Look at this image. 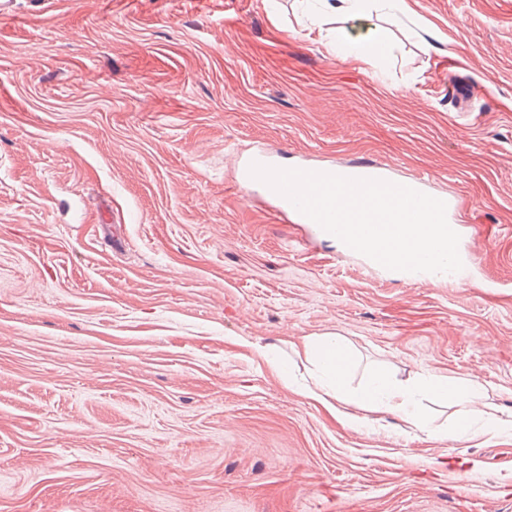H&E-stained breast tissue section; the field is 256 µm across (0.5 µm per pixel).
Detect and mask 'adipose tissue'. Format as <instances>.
Segmentation results:
<instances>
[{
	"label": "adipose tissue",
	"instance_id": "ef3b65f1",
	"mask_svg": "<svg viewBox=\"0 0 512 512\" xmlns=\"http://www.w3.org/2000/svg\"><path fill=\"white\" fill-rule=\"evenodd\" d=\"M403 0H325V11H336L349 17L369 21L366 36L353 40L342 35L329 47L338 59L371 62L390 52L391 45L380 26L371 22L373 12L401 11ZM296 355L304 357L317 370L313 383H299L292 370L283 363L272 362L271 367L281 382L299 396L319 403L334 418L349 426L361 423L362 412L384 410L398 415L404 422L425 428L415 407L416 393L391 382L385 375H374L365 385L352 389L347 379L353 365V355L344 341L336 336L303 338L294 345ZM431 394L451 400L456 407L454 428L456 434L478 437L486 430L498 434L512 433V420L499 417L496 406L488 403L481 389L467 387L445 376H433L423 382L418 393Z\"/></svg>",
	"mask_w": 512,
	"mask_h": 512
}]
</instances>
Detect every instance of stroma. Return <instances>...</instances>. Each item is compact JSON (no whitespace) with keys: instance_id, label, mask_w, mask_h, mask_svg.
<instances>
[{"instance_id":"1","label":"stroma","mask_w":512,"mask_h":512,"mask_svg":"<svg viewBox=\"0 0 512 512\" xmlns=\"http://www.w3.org/2000/svg\"><path fill=\"white\" fill-rule=\"evenodd\" d=\"M13 2L0 512H512V435L348 427L254 353L306 377L291 343L337 335L349 387L457 377L512 417V0H406L371 63L301 0ZM259 150L430 173L472 280L404 282L238 192ZM336 58L342 61L371 62L391 51V45L383 29L378 25L369 26L367 35L359 40H352L344 34L336 35V40L327 44Z\"/></svg>"}]
</instances>
